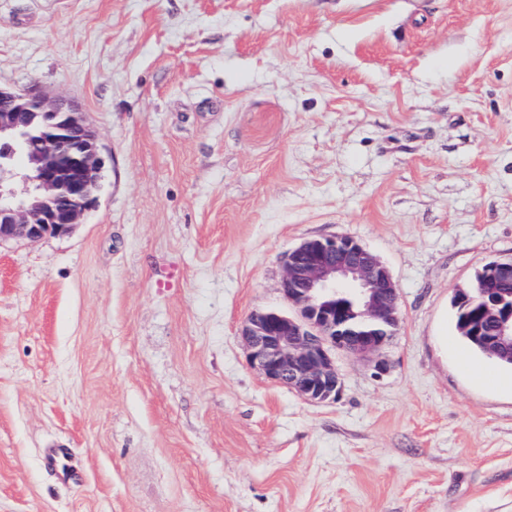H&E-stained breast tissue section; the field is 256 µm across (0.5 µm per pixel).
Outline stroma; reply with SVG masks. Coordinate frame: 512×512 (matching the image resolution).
<instances>
[{"label":"stroma","mask_w":512,"mask_h":512,"mask_svg":"<svg viewBox=\"0 0 512 512\" xmlns=\"http://www.w3.org/2000/svg\"><path fill=\"white\" fill-rule=\"evenodd\" d=\"M0 85L102 161L73 233L0 244V512H512V368L446 321L512 257V0H0ZM333 235L401 322L310 404L239 329Z\"/></svg>","instance_id":"obj_1"}]
</instances>
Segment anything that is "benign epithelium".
<instances>
[{
	"instance_id": "1",
	"label": "benign epithelium",
	"mask_w": 512,
	"mask_h": 512,
	"mask_svg": "<svg viewBox=\"0 0 512 512\" xmlns=\"http://www.w3.org/2000/svg\"><path fill=\"white\" fill-rule=\"evenodd\" d=\"M98 179L97 138L73 104L0 87V242L71 232ZM283 266L282 292L297 315L250 313L241 328L248 360L310 403L334 401L336 353L371 358L388 345L400 323L398 288L376 254L344 235L301 242ZM484 270L492 287L464 300L462 330L482 337L487 354L512 355V292L500 288L512 284V258Z\"/></svg>"
}]
</instances>
